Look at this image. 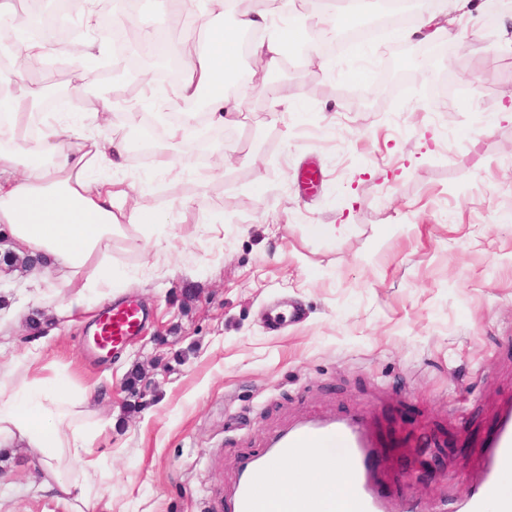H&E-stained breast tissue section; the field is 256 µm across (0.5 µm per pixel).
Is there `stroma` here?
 <instances>
[{"label": "stroma", "instance_id": "35a3bbf8", "mask_svg": "<svg viewBox=\"0 0 512 512\" xmlns=\"http://www.w3.org/2000/svg\"><path fill=\"white\" fill-rule=\"evenodd\" d=\"M113 22L163 26L156 0ZM464 28L493 78L449 69L453 40L396 41L388 26L324 55L330 94L308 92L309 66L266 78L224 143V173L201 181L155 156L125 157L113 178L160 204L181 203L159 227L165 251L115 241L129 274L121 293L148 320L118 356L84 352L95 315L64 311L49 282L0 275V378L32 345L29 376H65L88 405L74 418L98 431L96 512H225L237 467L276 433L307 419H363L392 451L386 492L445 512L450 487L474 468L499 399L512 397V12ZM295 89L293 108L270 89ZM43 101L68 91L85 112L114 98L96 68L83 85L68 59L45 55ZM36 104L32 117L55 123ZM322 174L303 190L307 166ZM328 225L309 236L308 225ZM288 297L303 318L274 328L263 311ZM141 374L145 396L127 388ZM49 467L27 449L0 451V512H75Z\"/></svg>", "mask_w": 512, "mask_h": 512}]
</instances>
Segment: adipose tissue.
<instances>
[{"label":"adipose tissue","mask_w":512,"mask_h":512,"mask_svg":"<svg viewBox=\"0 0 512 512\" xmlns=\"http://www.w3.org/2000/svg\"><path fill=\"white\" fill-rule=\"evenodd\" d=\"M458 0H419L415 28L401 31L404 39L422 35L446 38L449 31L439 20ZM231 0H207L202 11L188 10L191 23L205 33L199 47L185 50L183 76L172 91L173 101L205 98L209 121L224 127L236 124L242 96L228 93V84L240 76L243 55H250L263 73L278 70L303 41L304 26L292 20L275 24L268 12L255 9L232 13ZM233 25H224L225 14ZM253 34L243 47L245 34ZM47 40L26 37L11 0H0V50L11 56L10 74H0V85L11 82L19 93L0 117V234L16 245L18 255L40 258L56 271L65 290L67 310L87 305L90 296H112L119 279L112 267V245L128 224L138 225L140 248H161L153 228L173 221L171 208L156 204L144 191L130 192L112 171L130 150L128 138L102 134L111 110L100 98L94 112L68 116L28 136L26 114L41 91L28 82L24 62L42 55ZM82 401L67 379L24 377L0 382V449L23 446L46 460L66 462L54 471L57 486L79 502V512H96V497L85 479V465L93 453V434L84 428L63 430L69 407ZM330 486L335 494L347 489L346 465L312 451L274 465L259 478L269 495L306 493Z\"/></svg>","instance_id":"1"}]
</instances>
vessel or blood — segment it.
I'll return each mask as SVG.
<instances>
[{
	"label": "vessel or blood",
	"instance_id": "obj_1",
	"mask_svg": "<svg viewBox=\"0 0 512 512\" xmlns=\"http://www.w3.org/2000/svg\"><path fill=\"white\" fill-rule=\"evenodd\" d=\"M144 318V310L132 299L105 310L95 323L99 342L91 347L94 355L106 356L125 344L138 334ZM308 449H320L325 456L346 461L349 485L343 496L319 490L271 498L258 489V472L278 459L296 457ZM377 453V443L359 419L301 422L272 436L267 448L241 463L226 508L228 512H421L416 501L397 500L382 491ZM511 459L512 401H508L497 413L489 437L478 448L477 465L455 498L452 512H512V499L501 497L498 488L499 473Z\"/></svg>",
	"mask_w": 512,
	"mask_h": 512
}]
</instances>
